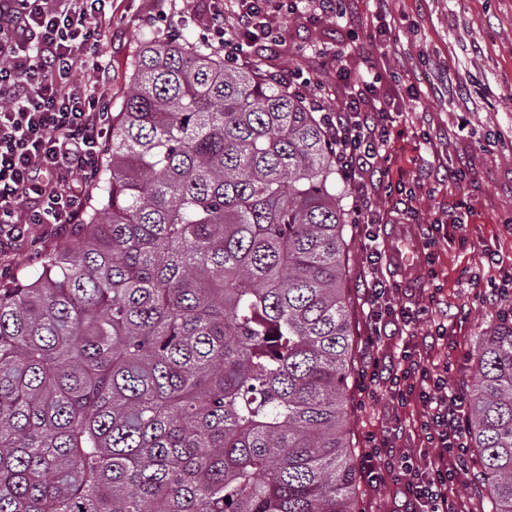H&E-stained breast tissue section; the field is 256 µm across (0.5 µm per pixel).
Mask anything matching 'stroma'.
Wrapping results in <instances>:
<instances>
[{
	"label": "stroma",
	"instance_id": "obj_1",
	"mask_svg": "<svg viewBox=\"0 0 512 512\" xmlns=\"http://www.w3.org/2000/svg\"><path fill=\"white\" fill-rule=\"evenodd\" d=\"M210 8V0H110L112 33L102 43L111 110L119 109L128 91L144 34L175 25L199 39ZM386 8L381 18L373 0H343L342 17L319 18L303 10L288 13L274 0L268 22L279 46L258 60L265 76L296 64L331 99L336 67L344 65L354 83H376L377 104L394 117L391 143L368 184L370 224L358 221L355 192L344 200L355 369L348 380L347 430L360 457L421 410L416 400L394 404L384 384L368 394L358 378L374 359L380 372H388L409 342L398 326L374 324L364 314L371 286L367 236L376 235L386 251L395 222L415 233L439 225L440 242L430 255H417L416 275L386 260L381 267L395 306L410 310L432 302L411 342L435 364H447L449 387L459 390L473 381L477 336L512 309V264L489 258L493 252L512 257V232L503 225L512 216V0H387ZM339 49L344 57L337 62L332 55ZM452 166L464 169L463 181H449ZM400 168L412 199L395 184ZM57 244L49 225H31L28 238L0 256V270L20 273ZM440 324L448 341L437 346L433 336Z\"/></svg>",
	"mask_w": 512,
	"mask_h": 512
}]
</instances>
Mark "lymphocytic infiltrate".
I'll list each match as a JSON object with an SVG mask.
<instances>
[{"label":"lymphocytic infiltrate","instance_id":"obj_1","mask_svg":"<svg viewBox=\"0 0 512 512\" xmlns=\"http://www.w3.org/2000/svg\"><path fill=\"white\" fill-rule=\"evenodd\" d=\"M267 2L218 0L206 42L234 62L248 59L258 41L274 48L277 38L263 20ZM105 6L106 0H9L0 8V253L26 237L29 225L48 224L61 235L83 220L74 183L97 176L111 125L99 92L107 80L100 44ZM86 68L95 72L94 84L76 82ZM335 112L328 127L337 162L352 177L373 165L391 131L381 112L367 108L363 92L349 91ZM367 261L375 271L367 318L393 319L414 337L421 310L395 308L392 289L376 274L381 250L371 248ZM388 382L398 405L418 398L417 428L436 452L416 461L384 440L367 459L373 483L394 477L404 512H457L449 491L470 467L464 396L408 351Z\"/></svg>","mask_w":512,"mask_h":512}]
</instances>
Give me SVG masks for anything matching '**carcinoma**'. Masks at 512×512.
Instances as JSON below:
<instances>
[{"label": "carcinoma", "mask_w": 512, "mask_h": 512, "mask_svg": "<svg viewBox=\"0 0 512 512\" xmlns=\"http://www.w3.org/2000/svg\"><path fill=\"white\" fill-rule=\"evenodd\" d=\"M336 144L308 99L146 33L99 206L0 284V512H365ZM470 485L512 512V319Z\"/></svg>", "instance_id": "carcinoma-1"}]
</instances>
